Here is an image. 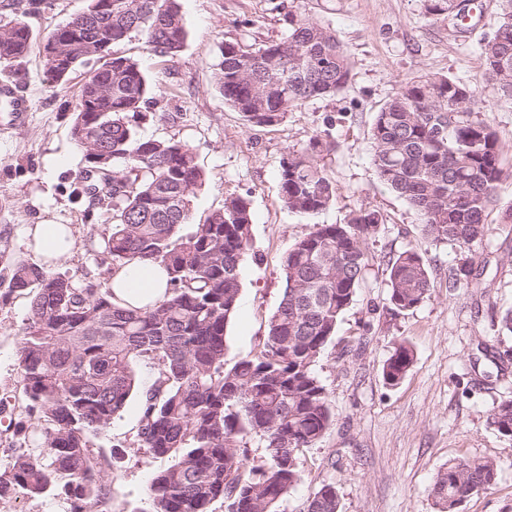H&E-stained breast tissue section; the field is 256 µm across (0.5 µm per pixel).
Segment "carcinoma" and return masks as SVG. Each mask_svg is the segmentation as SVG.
Instances as JSON below:
<instances>
[{
  "instance_id": "1",
  "label": "carcinoma",
  "mask_w": 512,
  "mask_h": 512,
  "mask_svg": "<svg viewBox=\"0 0 512 512\" xmlns=\"http://www.w3.org/2000/svg\"><path fill=\"white\" fill-rule=\"evenodd\" d=\"M97 0L43 40L47 82L61 89L71 72L97 59V44L133 36L164 57L186 42L180 0ZM427 13L456 19L465 29L481 15L454 11L456 0H427ZM494 34L481 45L483 89L512 99V0H501ZM57 41L68 68L47 54ZM29 25H0V64L27 57ZM350 58L336 34L288 13V35L252 50L220 47L214 75L224 100L255 126H275L293 108L335 94L348 82ZM476 89L451 75H425L402 85L377 112L371 129L373 162L381 182L422 217L424 234L468 254L448 273L459 288L473 272V247L490 233L487 218L508 173L497 132L475 116ZM152 84L139 64L112 54L106 69L92 67L75 98L71 134L83 152L77 195L112 209L101 261L120 268L138 259L158 262L168 275L161 300L126 307L92 282L12 259L0 251L3 297L32 289L18 341L19 393L0 398L11 445L0 467V500L51 496L66 512H112V472L125 451L94 447L131 394L140 398L139 446L168 464L149 482L147 512H277L303 480L300 454L314 447L333 423L327 390L315 371L339 321L354 303L369 270L366 241L383 224L380 212L359 208L345 224H314L283 260L285 287L269 319L263 348L227 362L225 334L241 289V268L252 241L250 200L229 196L204 223H190L205 181L193 148L181 141L141 139L130 119L148 120ZM333 144L316 134L282 158L280 195L288 210L315 215L336 200L337 188L320 158ZM392 310L410 311L431 297L433 282L412 248L389 259ZM154 366L140 385L136 363ZM414 361L412 346L398 343L382 368L395 387ZM492 423L512 436V399L493 410ZM267 450L249 464L248 439ZM497 466L488 459H456L437 475L432 495L439 512H459L471 496L490 488ZM336 487L313 491L304 512H340Z\"/></svg>"
}]
</instances>
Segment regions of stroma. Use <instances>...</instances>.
Listing matches in <instances>:
<instances>
[{"mask_svg":"<svg viewBox=\"0 0 512 512\" xmlns=\"http://www.w3.org/2000/svg\"><path fill=\"white\" fill-rule=\"evenodd\" d=\"M499 0H483L484 13L464 36L448 35L445 20L431 19L426 0H181L187 30L183 50L161 58L141 39L117 45L139 63L154 84L165 120L140 124L149 139L175 138L192 146L206 180L193 208L202 223L225 197L252 204V243L242 267L237 311L227 327L228 360L260 352L268 320L285 287L283 258L294 241L315 224L345 223L351 211H380L385 221L366 248L367 280L343 315L316 372L325 385L334 421L316 447L301 455L304 479L279 505L303 512L312 490L333 484L342 512H438L431 494L438 472L459 458L495 461L494 485L467 499L461 512H512V437L492 424L494 407L512 397V333L501 319L512 310V223L500 212L512 205V176L499 192L490 235L475 247V271L467 285L452 288L448 272L459 264L454 246L436 243L421 231L419 214L380 181L373 164L371 128L380 108L400 86L426 74H450L465 83L482 81L481 45L494 32ZM88 0H54L34 11L32 0H0V25L26 17L35 40L86 10ZM303 13L330 27L347 50L351 69L335 95L288 112L276 126H252L219 92L214 72L220 47L238 42L254 47L284 37L288 12ZM82 71L66 91L43 80L39 51L0 69L32 102L24 127L0 136V250L36 262L25 229L30 224H68L80 239L101 236L112 222L106 209L88 210L76 192L83 154L70 132L62 95H75ZM480 117L495 128L512 168V100L480 92ZM334 142L323 160L338 188L335 204L309 217L282 203L278 172L290 149L314 134ZM413 248L429 265L434 288L414 310L389 309L386 263ZM75 281L107 283L110 273L95 249L78 250L56 265ZM27 309L25 295L0 297V395L18 385V336ZM408 341L414 363L395 387L382 380L394 342ZM139 399L131 397L97 447L120 446L125 458L112 474V512H146L147 486L160 460L137 447Z\"/></svg>","mask_w":512,"mask_h":512,"instance_id":"35a3bbf8","label":"stroma"}]
</instances>
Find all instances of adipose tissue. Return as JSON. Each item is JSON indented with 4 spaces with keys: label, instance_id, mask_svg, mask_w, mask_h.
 Here are the masks:
<instances>
[{
    "label": "adipose tissue",
    "instance_id": "obj_1",
    "mask_svg": "<svg viewBox=\"0 0 512 512\" xmlns=\"http://www.w3.org/2000/svg\"><path fill=\"white\" fill-rule=\"evenodd\" d=\"M26 236L33 240L38 256L52 265L77 248V238L67 224H31ZM166 280L159 264L134 261L113 272L109 287L118 301L142 307L162 299Z\"/></svg>",
    "mask_w": 512,
    "mask_h": 512
}]
</instances>
